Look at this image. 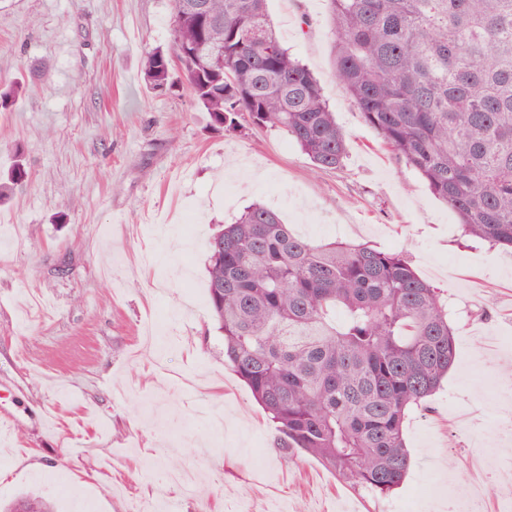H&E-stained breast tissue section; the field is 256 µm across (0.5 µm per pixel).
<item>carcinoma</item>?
<instances>
[{
  "mask_svg": "<svg viewBox=\"0 0 512 512\" xmlns=\"http://www.w3.org/2000/svg\"><path fill=\"white\" fill-rule=\"evenodd\" d=\"M335 78L383 144L456 214L465 235L512 250V0H330ZM173 53L143 63L147 87L181 63L193 101L232 134L284 130L322 170L347 141L320 82L282 45L266 0H172ZM24 92L0 86V112ZM208 303L224 365L286 448L355 491L404 481L408 413L456 359L448 306L407 259L295 235L255 203L207 241ZM346 321L336 325V309ZM6 512H53L26 496Z\"/></svg>",
  "mask_w": 512,
  "mask_h": 512,
  "instance_id": "obj_1",
  "label": "carcinoma"
}]
</instances>
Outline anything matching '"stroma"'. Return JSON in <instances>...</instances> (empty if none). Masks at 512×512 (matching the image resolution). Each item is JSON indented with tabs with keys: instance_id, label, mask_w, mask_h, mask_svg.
Instances as JSON below:
<instances>
[{
	"instance_id": "obj_1",
	"label": "stroma",
	"mask_w": 512,
	"mask_h": 512,
	"mask_svg": "<svg viewBox=\"0 0 512 512\" xmlns=\"http://www.w3.org/2000/svg\"><path fill=\"white\" fill-rule=\"evenodd\" d=\"M347 139L325 171L276 128L224 134L181 67L158 94L145 51L172 47L170 0H0V504L54 512H512V251L457 216L382 144L334 76L327 0H268ZM295 233L402 252L439 289L457 355L404 427L392 495L344 486L278 447L224 364L206 241L252 203ZM37 450L38 468L20 461Z\"/></svg>"
}]
</instances>
